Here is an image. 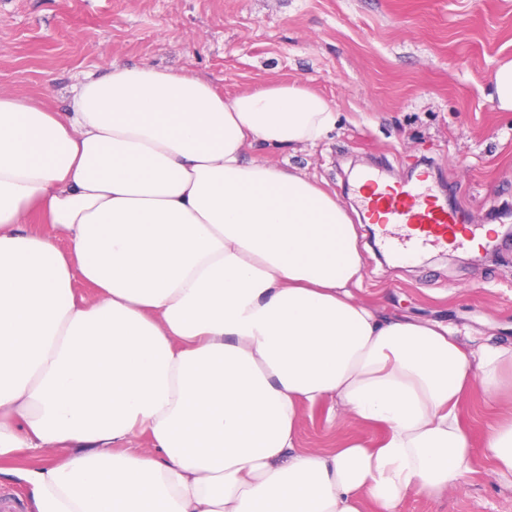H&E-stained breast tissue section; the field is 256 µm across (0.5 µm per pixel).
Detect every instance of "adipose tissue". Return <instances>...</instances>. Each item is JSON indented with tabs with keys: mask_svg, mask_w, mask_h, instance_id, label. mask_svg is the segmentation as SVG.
<instances>
[{
	"mask_svg": "<svg viewBox=\"0 0 512 512\" xmlns=\"http://www.w3.org/2000/svg\"><path fill=\"white\" fill-rule=\"evenodd\" d=\"M335 124L296 83L227 99L149 64L63 111L0 93V463L45 456L16 472L35 512H400L472 472L474 390L489 475L512 478V345L383 317L344 203L244 158ZM305 404L356 436L298 447Z\"/></svg>",
	"mask_w": 512,
	"mask_h": 512,
	"instance_id": "adipose-tissue-1",
	"label": "adipose tissue"
}]
</instances>
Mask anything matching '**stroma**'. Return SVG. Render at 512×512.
Returning <instances> with one entry per match:
<instances>
[{"instance_id": "stroma-1", "label": "stroma", "mask_w": 512, "mask_h": 512, "mask_svg": "<svg viewBox=\"0 0 512 512\" xmlns=\"http://www.w3.org/2000/svg\"><path fill=\"white\" fill-rule=\"evenodd\" d=\"M512 58V0H0V92L66 109L72 86L110 65L149 63L208 80L225 97L298 83L336 109L335 128L290 165L360 207L355 170L397 182L426 172L467 223L512 208V112L490 99ZM362 297L387 316L447 324L466 343L512 344V241L473 265L451 247L419 262L382 259L373 227L356 225ZM473 473L453 496L409 494L402 512H512V481L489 477L493 417L479 394L461 407ZM324 406L302 407L298 444L332 448Z\"/></svg>"}]
</instances>
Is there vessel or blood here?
Here are the masks:
<instances>
[{"instance_id": "vessel-or-blood-1", "label": "vessel or blood", "mask_w": 512, "mask_h": 512, "mask_svg": "<svg viewBox=\"0 0 512 512\" xmlns=\"http://www.w3.org/2000/svg\"><path fill=\"white\" fill-rule=\"evenodd\" d=\"M364 208L377 223L395 255L412 260L431 247L447 246L456 235L485 245L479 226L465 223L463 216L442 202L441 195L425 180L385 187L373 197L363 198Z\"/></svg>"}]
</instances>
